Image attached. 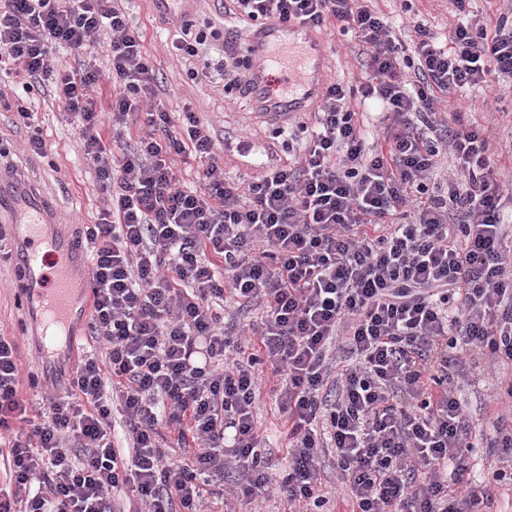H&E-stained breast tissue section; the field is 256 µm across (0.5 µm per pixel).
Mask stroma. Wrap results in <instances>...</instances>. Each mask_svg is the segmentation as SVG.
Masks as SVG:
<instances>
[{"label":"stroma","instance_id":"1","mask_svg":"<svg viewBox=\"0 0 512 512\" xmlns=\"http://www.w3.org/2000/svg\"><path fill=\"white\" fill-rule=\"evenodd\" d=\"M228 5L229 0H199L190 16L196 28L210 32L202 54L214 62L245 45L249 38L248 24L229 14ZM124 7L142 36L144 51L158 68V101L168 112L177 114L189 107L209 121L216 143L229 145L223 154L228 176L247 179L261 173L265 159L286 158L275 127L257 118L247 95L228 99L220 76L190 80L189 62L172 58L169 47L181 36L179 24L160 20L150 0H126ZM371 7L393 23L411 16L442 35L457 21L450 0H372ZM323 37L335 48L329 59L330 78L347 81L366 76L367 56L357 42H337L332 28L324 30ZM0 94L5 97L0 105V141L12 146L10 155L0 159V170L36 183L48 199L49 215L58 217L68 236L81 239L84 225L95 222L103 196L97 187L95 167L84 154L82 140L60 113L54 88L47 86L27 94L21 85L7 78L0 81ZM20 96L27 98L51 146L48 157L25 148L27 130L16 121L14 112L5 107L6 102ZM463 100L472 106L471 121L493 130L500 143L512 141V85L475 89L462 99L449 97V111H456ZM238 140L250 141L254 152L242 156L231 150V143ZM12 278V265L0 263V336L16 341L22 375H37L44 384L48 381L42 352L44 329L40 323L25 319L11 285Z\"/></svg>","mask_w":512,"mask_h":512}]
</instances>
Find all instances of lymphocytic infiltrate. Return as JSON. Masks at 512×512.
Instances as JSON below:
<instances>
[{"label": "lymphocytic infiltrate", "mask_w": 512, "mask_h": 512, "mask_svg": "<svg viewBox=\"0 0 512 512\" xmlns=\"http://www.w3.org/2000/svg\"><path fill=\"white\" fill-rule=\"evenodd\" d=\"M365 45V81L329 83L305 145L242 184L227 177L207 121L155 108L156 66L118 0H0V70L24 91L54 81L107 203L87 225L91 331L66 396L34 410L15 340L0 337V439L10 473L0 512H222L237 495L264 512H485L470 453L487 445L512 485V210L494 140L443 97L512 83V22L460 23L415 53L367 0H232ZM112 39V100L99 70L60 74L59 48ZM371 102L368 134L353 104ZM146 132L127 149V131ZM180 134H173V124ZM111 140H104L103 128ZM199 164L179 187L171 155ZM453 160L439 170L441 155ZM258 306L243 333L226 303ZM482 380L494 410L472 426L462 391ZM283 415L288 467L270 474L255 414ZM176 438L165 445L166 435ZM337 471L335 489L322 482Z\"/></svg>", "instance_id": "lymphocytic-infiltrate-1"}]
</instances>
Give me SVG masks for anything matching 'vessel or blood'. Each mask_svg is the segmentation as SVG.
<instances>
[{
	"label": "vessel or blood",
	"mask_w": 512,
	"mask_h": 512,
	"mask_svg": "<svg viewBox=\"0 0 512 512\" xmlns=\"http://www.w3.org/2000/svg\"><path fill=\"white\" fill-rule=\"evenodd\" d=\"M249 51L254 65L246 75L247 92L265 122L280 126L317 106L328 49L312 26L270 17L252 34ZM10 208L16 213L13 233L22 244L17 265L24 299L30 316L44 327V352L51 358L60 348L76 346L73 325L90 313L78 302L84 283L70 266L50 267L54 253L71 250L72 244L45 235L46 206L35 189L18 180L0 184V211Z\"/></svg>",
	"instance_id": "vessel-or-blood-1"
}]
</instances>
